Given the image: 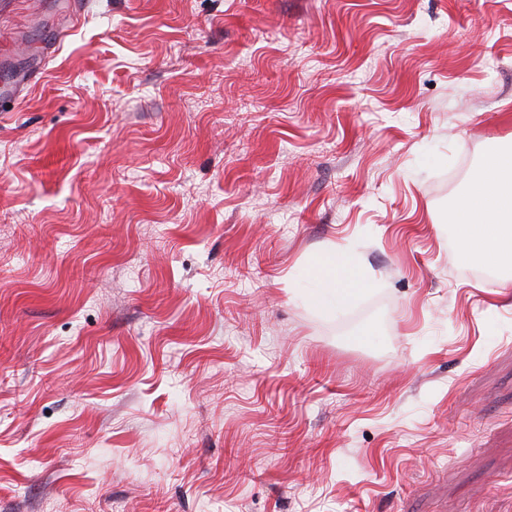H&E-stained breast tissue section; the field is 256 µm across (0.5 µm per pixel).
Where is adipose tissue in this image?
Here are the masks:
<instances>
[{
    "label": "adipose tissue",
    "instance_id": "adipose-tissue-1",
    "mask_svg": "<svg viewBox=\"0 0 512 512\" xmlns=\"http://www.w3.org/2000/svg\"><path fill=\"white\" fill-rule=\"evenodd\" d=\"M449 223L462 264L499 269L512 264V154L489 157L473 176L467 196L452 209ZM322 288L318 303L336 296L337 287L353 289L358 280L353 265L329 252L319 261Z\"/></svg>",
    "mask_w": 512,
    "mask_h": 512
}]
</instances>
